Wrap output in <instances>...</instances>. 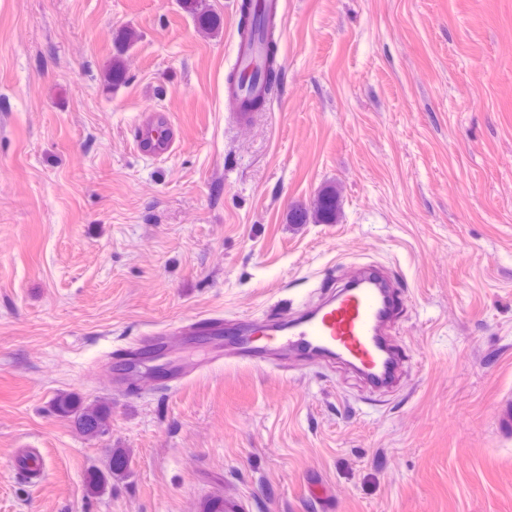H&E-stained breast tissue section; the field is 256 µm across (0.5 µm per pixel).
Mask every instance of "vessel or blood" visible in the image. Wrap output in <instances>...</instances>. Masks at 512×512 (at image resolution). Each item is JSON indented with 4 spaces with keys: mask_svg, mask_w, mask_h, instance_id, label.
Masks as SVG:
<instances>
[{
    "mask_svg": "<svg viewBox=\"0 0 512 512\" xmlns=\"http://www.w3.org/2000/svg\"><path fill=\"white\" fill-rule=\"evenodd\" d=\"M231 43L234 71H250L261 53L259 41L236 29ZM267 94L261 86L246 88L230 81L224 84V99L240 121L248 117L246 100ZM171 145L167 128L159 119L141 124L138 146L142 151L162 155ZM402 306L403 299L387 275L377 266L365 264L340 281L329 282L320 302L297 315L273 314L242 327L212 315L194 320L188 328L201 336H230L231 354L242 360L265 361L263 347L254 343L255 337L265 336L285 352L342 361L382 387L392 383L400 371L399 355L387 341L385 329L399 316Z\"/></svg>",
    "mask_w": 512,
    "mask_h": 512,
    "instance_id": "b4317fda",
    "label": "vessel or blood"
}]
</instances>
